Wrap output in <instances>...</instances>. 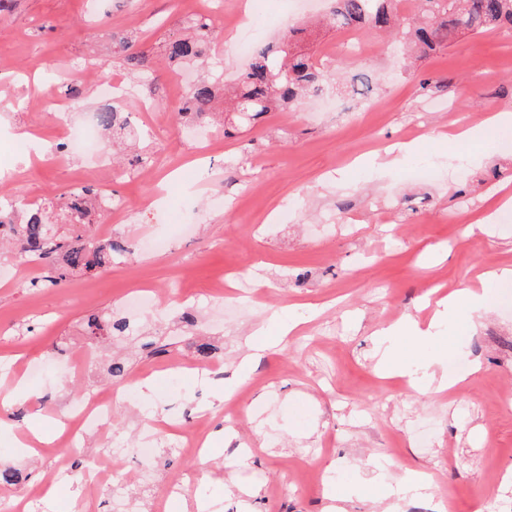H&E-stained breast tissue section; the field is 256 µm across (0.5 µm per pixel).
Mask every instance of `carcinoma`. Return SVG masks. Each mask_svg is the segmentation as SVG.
<instances>
[{"label": "carcinoma", "instance_id": "carcinoma-1", "mask_svg": "<svg viewBox=\"0 0 512 512\" xmlns=\"http://www.w3.org/2000/svg\"><path fill=\"white\" fill-rule=\"evenodd\" d=\"M329 24L338 32L353 29H403L405 44L412 56L422 59L446 47L466 34L507 28L512 32V0H416L419 21L402 27L400 0H332ZM213 27L209 20L194 23V32L168 41L166 56L173 63H204L212 42ZM299 31L289 30L280 44L256 50L248 67L232 83L224 85V99L229 111L246 121H254L269 112L286 107L307 96L322 93L328 71L315 65L309 54L295 48ZM130 38L115 43L114 53L123 57L132 70L144 71L146 59L127 53ZM355 95L373 93L372 77L358 72L345 78ZM217 89L205 79L197 80L187 91L177 109L180 121L203 120L212 116ZM136 106L129 99L123 106L99 112L104 129L112 136L128 130L127 112ZM104 192L99 187H83L60 195L59 211L67 217L69 233H51L53 207L41 201L28 205L25 223L13 225L18 246L16 258L22 262L38 261L47 270L46 278L30 282V287L58 286L70 275L103 267L104 247L86 240L75 227L100 202ZM87 333L97 338L123 336L130 324L123 318L102 319L93 315L86 322Z\"/></svg>", "mask_w": 512, "mask_h": 512}]
</instances>
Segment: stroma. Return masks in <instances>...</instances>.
<instances>
[{"instance_id": "obj_1", "label": "stroma", "mask_w": 512, "mask_h": 512, "mask_svg": "<svg viewBox=\"0 0 512 512\" xmlns=\"http://www.w3.org/2000/svg\"><path fill=\"white\" fill-rule=\"evenodd\" d=\"M327 9V0H16L0 16V168L20 171L18 204L91 178L106 207L126 211L112 222L126 252L93 274L31 288L43 268L28 264L14 280L16 259L0 258V386L20 380L28 392L0 432V461L22 467L28 484L57 464L63 402L87 388L110 390L103 363L119 359L154 390L117 398L111 443L92 441L83 457L111 470L139 512H331L340 504L346 512H475L486 500L493 512H512V288L492 289L475 331L451 321L428 345L401 340L410 366L427 354L463 359L472 373L461 387L418 393L408 375H382L374 357L381 328L427 325L434 299L512 267V222L488 234L465 230L466 218L512 191V148L484 135L447 137L451 120L477 126L512 106V34L464 37L407 69L399 34L336 32L320 23ZM245 10L254 46L302 27L301 45L319 67L340 59L371 70L380 87L360 102L333 86L253 125L214 118L208 131L223 136L224 152L204 166L194 161L195 132L175 117L187 85L163 48L197 19H212L205 72L232 82L247 60L223 16ZM117 30L151 60L137 81L112 62ZM227 39L233 47L221 50ZM92 61L148 108L135 127L139 148L153 155L149 170L19 150L32 135L54 147L97 104L92 86L85 99L57 105ZM396 142L416 146L396 170L379 176L364 166ZM460 155L462 172L451 165ZM429 161L443 164L440 176L417 175ZM210 194L223 195V206L209 205ZM155 235L166 248L140 249ZM143 285L158 289L162 309L126 308ZM275 312L297 328L240 370L246 339ZM94 313L146 334L96 341L83 326ZM202 343L211 357L198 355ZM220 379L239 383L223 404ZM201 410L226 436L198 458L179 443ZM160 423L154 461L143 465L134 447ZM35 428L51 443L15 448ZM409 470L426 476L427 489L390 495Z\"/></svg>"}]
</instances>
